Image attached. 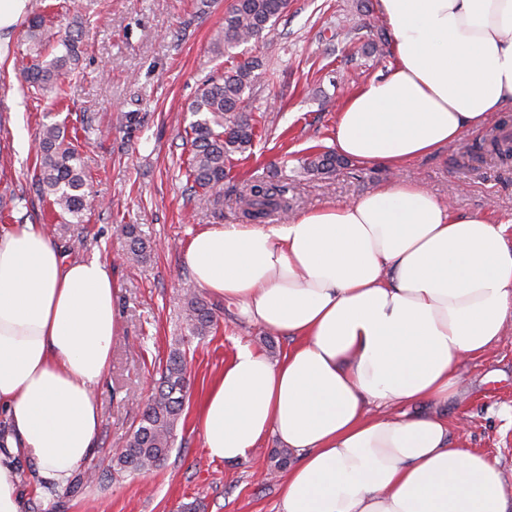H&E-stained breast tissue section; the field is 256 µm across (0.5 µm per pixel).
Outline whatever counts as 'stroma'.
Returning <instances> with one entry per match:
<instances>
[{"label": "stroma", "instance_id": "stroma-1", "mask_svg": "<svg viewBox=\"0 0 512 512\" xmlns=\"http://www.w3.org/2000/svg\"><path fill=\"white\" fill-rule=\"evenodd\" d=\"M46 0L47 24L83 26L79 72L65 78L68 97L28 90L19 68L26 56L23 25H16L0 53V231L36 224L62 248L66 261L99 257L116 284L119 330L112 359L95 395L102 422L84 468L101 483L59 487L42 480L35 459H19L26 492L24 512H179L195 501L199 512H279L280 474L264 439L246 459L210 460L197 414L211 380L238 347L247 345L270 360L281 359L288 337L270 333L237 316L217 300L216 333L193 340L190 397L168 460L147 474L112 478V454L124 447L138 424L175 336L181 335L182 286L190 279L183 261L189 239L211 224H237L235 199L241 184L288 178L292 215L357 200L383 184L417 183L448 202L455 213L512 214V166L493 156L461 168L457 159L480 142L484 131L463 135L440 152L394 170L381 162H348L331 176L303 172L306 157L332 150L338 105L393 67L390 34L374 0H289L286 13L259 40L218 57L213 35L234 0ZM382 42V54L371 46ZM262 60L268 80L251 99L264 127L248 159L235 162L224 180L223 204L191 196L185 169L191 147L184 139L193 117L187 110L210 75L248 58ZM136 115L134 128L126 118ZM83 127L80 153L91 179L89 191L105 203L83 223H62L29 172L36 160L42 125ZM138 225L151 250L128 262L122 227ZM457 396L443 404L407 407L410 416L438 414L448 420L453 442L496 457L512 502V313L502 340L460 366ZM267 480H260L262 472Z\"/></svg>", "mask_w": 512, "mask_h": 512}]
</instances>
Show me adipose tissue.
Masks as SVG:
<instances>
[{"mask_svg": "<svg viewBox=\"0 0 512 512\" xmlns=\"http://www.w3.org/2000/svg\"><path fill=\"white\" fill-rule=\"evenodd\" d=\"M376 9L396 64L341 102L339 154L398 167L512 110V0ZM505 231L397 181L285 224L193 235V282L293 341L274 362L238 347L212 380L199 410L207 456L235 462L270 435L293 449L280 512H506L497 459L454 445L442 416L390 413L453 398L460 364L501 340ZM118 329L106 263L64 262L35 224L0 234V512H22L18 457L62 486L92 454Z\"/></svg>", "mask_w": 512, "mask_h": 512, "instance_id": "ef3b65f1", "label": "adipose tissue"}]
</instances>
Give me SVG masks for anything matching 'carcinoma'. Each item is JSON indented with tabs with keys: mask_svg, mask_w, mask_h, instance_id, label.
<instances>
[{
	"mask_svg": "<svg viewBox=\"0 0 512 512\" xmlns=\"http://www.w3.org/2000/svg\"><path fill=\"white\" fill-rule=\"evenodd\" d=\"M287 7L288 0H236L224 13V21L212 42V51L222 55L230 48L261 38ZM82 25L79 21L77 33L62 35L48 27L40 13L29 20L25 41L33 56L21 72L28 87L64 98L66 90L58 85V80L78 68L76 42ZM59 46L64 52L45 60L46 53ZM265 82L263 62L250 59L206 79L199 87L187 107V111L197 116L189 125L192 151L187 169V180L192 182L190 190L194 193L209 197L217 194L224 187L227 166L233 156L243 155L252 148L255 130L249 114L250 97L245 92ZM511 121L507 116L502 118L494 126L495 134L487 144L504 164L512 161V135L507 133ZM78 140V136L68 134L64 125L43 126L33 178L41 195L48 197L60 213L68 214L80 223L94 204L85 190L88 174L75 145ZM487 145L474 146L470 154H479ZM344 165L345 162L336 155L323 152L306 158L304 169L313 174L331 175ZM288 191L286 182L251 181L245 184L240 194L243 214L257 220L271 211H288ZM123 232L130 259L146 258L148 245L138 227L126 224ZM183 314L186 335L175 338L162 366L157 391L145 405L125 448L114 453L112 470L115 473H144L165 462L174 447L176 429L188 399L189 343L194 338H205L218 327L216 309L192 285L184 291Z\"/></svg>",
	"mask_w": 512,
	"mask_h": 512,
	"instance_id": "carcinoma-1",
	"label": "carcinoma"
}]
</instances>
